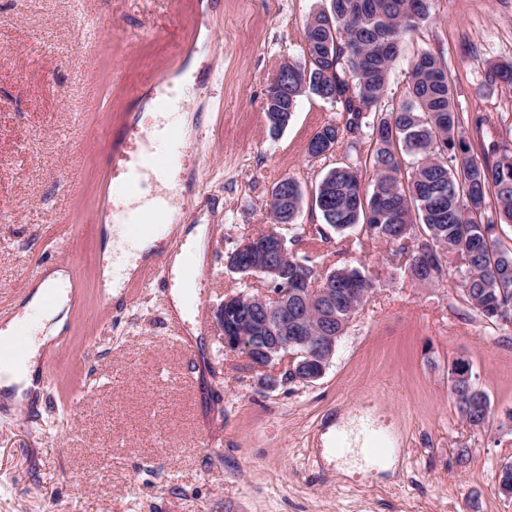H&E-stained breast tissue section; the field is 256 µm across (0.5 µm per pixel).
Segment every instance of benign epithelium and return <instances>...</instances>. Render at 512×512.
Segmentation results:
<instances>
[{
    "mask_svg": "<svg viewBox=\"0 0 512 512\" xmlns=\"http://www.w3.org/2000/svg\"><path fill=\"white\" fill-rule=\"evenodd\" d=\"M286 249L280 231L270 227L260 238L248 237L229 256L247 254L259 261L258 271L264 276L268 288L260 293L264 308L242 312L243 300L239 295L224 298L217 312V326L224 348L241 352L252 366L268 374V386L277 382L275 372L286 367L284 378L290 381L310 383L319 379L330 363L339 337L336 329L323 327L316 336L304 335L301 324L302 312L311 305H322L331 295L328 288L306 289L293 298V335H288V291L280 287ZM472 379L469 364L458 360L448 370V395H453L455 385Z\"/></svg>",
    "mask_w": 512,
    "mask_h": 512,
    "instance_id": "obj_1",
    "label": "benign epithelium"
}]
</instances>
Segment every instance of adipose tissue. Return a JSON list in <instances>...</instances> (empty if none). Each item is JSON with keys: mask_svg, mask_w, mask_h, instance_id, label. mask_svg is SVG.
Masks as SVG:
<instances>
[{"mask_svg": "<svg viewBox=\"0 0 512 512\" xmlns=\"http://www.w3.org/2000/svg\"><path fill=\"white\" fill-rule=\"evenodd\" d=\"M176 182L168 177L159 182L147 181L133 194L118 198L122 210L109 214L104 231V256L106 263L101 271L100 286L110 296L117 295L123 280L129 279L140 264L152 260L157 252L166 250L172 238H182L179 253L171 255L174 274L180 275V284L172 291V313L187 318L196 297L193 281L182 278L185 266L200 270L204 255L208 228L198 224L188 227L175 223L172 209L160 214L155 225L145 226L136 238H128L122 222L126 214L148 211L160 201H167ZM69 278L64 269L52 271L46 279L35 285L27 302L23 317L13 319L0 326V344L11 343L19 330L30 333L26 348L16 360L0 364V402L5 406L20 409L31 401L32 382L38 376L39 354L42 348L51 345L64 331L69 318L66 306ZM56 290L58 298L54 304L44 302L47 290Z\"/></svg>", "mask_w": 512, "mask_h": 512, "instance_id": "obj_1", "label": "adipose tissue"}]
</instances>
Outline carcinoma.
Masks as SVG:
<instances>
[{
	"label": "carcinoma",
	"instance_id": "carcinoma-1",
	"mask_svg": "<svg viewBox=\"0 0 512 512\" xmlns=\"http://www.w3.org/2000/svg\"><path fill=\"white\" fill-rule=\"evenodd\" d=\"M329 2L330 8L316 12L305 26L310 70L290 64L288 72H279L274 83L288 80V95L276 96L275 107L266 113L267 119L284 123L295 112L298 97L308 92L354 116L343 126L329 123L317 130L307 144L312 157L333 150L359 127L362 112L380 103L404 39L430 17V0ZM409 74L408 100L374 113L373 188L361 184L353 167L337 166L318 184L315 206L337 233L366 222L373 238L398 245L405 258L403 272L414 279L433 282L445 276V268L427 265L420 255L426 247L456 257V283L467 302L486 320L506 325L512 317V250L498 248L493 229L512 224V149L504 147L492 164L471 154L445 65L435 53L418 55ZM406 156L411 163L404 175ZM491 190L496 204L488 215ZM399 224H418L426 237L413 236L405 243L396 236ZM284 266V288L300 281L304 288L318 282L334 289L333 303L311 325L322 327L333 314L340 336L353 318L351 311L371 297L373 281L358 267L322 275L310 259L291 251ZM453 403L462 418L478 424L480 406L468 405L465 396Z\"/></svg>",
	"mask_w": 512,
	"mask_h": 512
}]
</instances>
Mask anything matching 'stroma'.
Masks as SVG:
<instances>
[{"instance_id":"obj_1","label":"stroma","mask_w":512,"mask_h":512,"mask_svg":"<svg viewBox=\"0 0 512 512\" xmlns=\"http://www.w3.org/2000/svg\"><path fill=\"white\" fill-rule=\"evenodd\" d=\"M328 0H0V323L19 313L33 282L64 268L72 284L63 334L69 354L44 352L50 383L40 409L0 404V512H512L498 490L512 462V328L485 321L454 281L404 275L395 246L364 225L320 237L314 205L332 168L376 171L365 122L333 152L306 147L346 112L303 94L272 133L268 89L286 63L308 65V18ZM445 63L463 137L475 155L512 147V85L491 82L512 61V0H432L406 38L380 107L409 94L411 61ZM198 59L183 106L213 125L187 137L196 168L182 185L184 222L209 227L192 325L167 320V271L153 287L122 288L101 307L100 198L114 137L141 120L159 76ZM493 126L474 130L476 113ZM73 186H66V174ZM301 188L294 246L319 272L360 266L374 290L339 339L323 376L261 385V371L225 350L215 311L225 296L260 292L258 276L227 261L271 223V188ZM196 327V385L181 384V339ZM463 358L491 417L462 421L448 367ZM375 426L396 448L394 469L344 474L326 460L329 431Z\"/></svg>"}]
</instances>
